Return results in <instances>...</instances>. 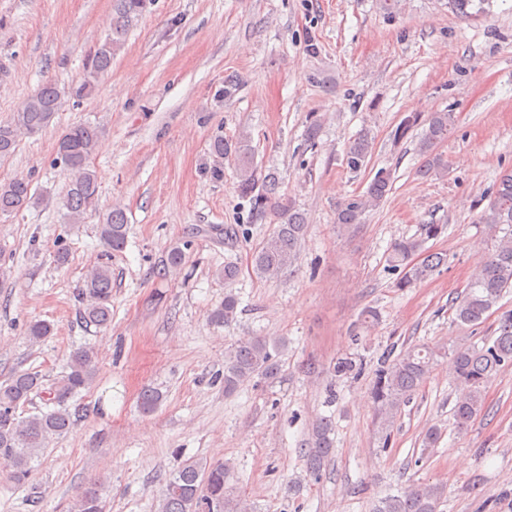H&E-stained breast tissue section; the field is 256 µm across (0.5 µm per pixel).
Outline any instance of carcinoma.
I'll list each match as a JSON object with an SVG mask.
<instances>
[{
  "instance_id": "cac0c4a2",
  "label": "carcinoma",
  "mask_w": 512,
  "mask_h": 512,
  "mask_svg": "<svg viewBox=\"0 0 512 512\" xmlns=\"http://www.w3.org/2000/svg\"><path fill=\"white\" fill-rule=\"evenodd\" d=\"M485 0H448V8L462 17H473L483 12ZM146 0H113L109 18V33L94 51L82 82L71 88L77 98L89 95L100 76L112 68V59L123 45L129 23L142 13ZM62 107V94L56 84L44 83L13 113L11 119L0 124V157L10 155L19 142L46 130ZM456 122L450 111L432 112L427 119L421 113L411 112L403 117L394 131L399 141L421 126L418 152L423 157L418 173L437 175L443 170L435 147L448 139ZM102 127L82 122L67 127L56 142L58 159L69 172L70 181L62 206L70 228L84 223L85 216L97 211V173L91 157L101 138ZM369 153L368 137L355 140L347 151V164L360 169ZM211 163L204 171L216 181L224 179V160L232 157L237 170V191L248 199L251 210L264 217L276 214L277 224L252 254L253 273L265 279H275L295 266L307 224L303 213L290 200L279 194L278 179L272 173L262 174L255 162L250 140L242 136L233 143L224 135H214L209 144ZM392 190L391 175L384 170L375 174L366 191L337 207L336 223L351 228L362 223L363 216L378 207ZM34 200L31 182L16 176L0 182V214L17 213ZM487 225L494 241L492 252L480 265L465 293L452 303L455 320L471 326L483 323L503 293L512 288V232L499 235L501 226L512 227V171L503 174L492 198L479 216ZM447 230L444 224H421L410 237L396 239L387 255L388 267L401 271L395 286L406 290L427 280L448 263L447 255L430 252L426 243L439 238ZM99 240L112 252H120L127 241V219L124 208L114 204L100 218L97 225ZM184 251L174 246L163 261L161 278L181 270ZM79 316L83 322L105 328L112 322V267L98 264L85 274L77 294ZM239 299L233 292L224 294V301L211 310L209 319L215 324L228 325L235 321ZM53 325L35 321L27 328L28 340L40 344L53 334ZM286 340L267 336H246L238 339L224 355V393L230 395L243 384L255 379L275 383L281 375L279 354ZM447 356L442 348L410 345L397 356L382 354L374 372L371 395L376 415L389 428L412 396L426 382ZM95 356L87 347L78 348L70 355L67 371L57 381L47 384L37 371H22L0 384V460L12 468L13 479L25 481L32 462L52 439L67 434L88 411L74 398L90 391L96 377ZM512 365V314L501 317L490 341L482 347L460 348L452 357L451 384L457 393L452 418L459 431L466 430L484 409V389L503 367ZM362 364L351 357H340L333 363L332 373L338 377H358ZM41 395L45 410L29 416L21 411ZM162 402V394L146 389L139 396L142 413H154ZM335 425L329 417L316 420L309 429L305 448L301 449L305 477L317 480L335 453ZM234 469L229 462L207 463L187 459L169 475L158 499L157 512H255L246 498L235 496L229 486ZM444 487L424 484L409 487L381 501L377 512H437ZM71 512H103V504L92 486L79 491Z\"/></svg>"
}]
</instances>
